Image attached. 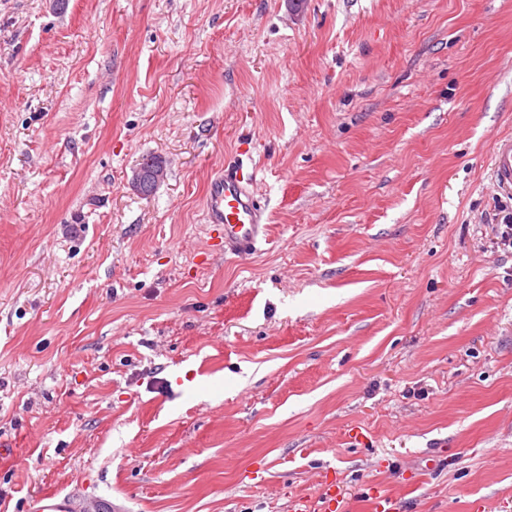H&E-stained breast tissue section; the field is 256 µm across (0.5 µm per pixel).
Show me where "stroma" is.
Returning <instances> with one entry per match:
<instances>
[{
  "label": "stroma",
  "mask_w": 512,
  "mask_h": 512,
  "mask_svg": "<svg viewBox=\"0 0 512 512\" xmlns=\"http://www.w3.org/2000/svg\"><path fill=\"white\" fill-rule=\"evenodd\" d=\"M508 134L512 0H0V512H512ZM491 182L501 193L512 195V136H500L495 140L490 157ZM161 161L157 156H146L142 158L139 165L144 168L154 167V165ZM162 162V161H161ZM139 168L134 171L133 184L136 190L141 194L145 188L155 182H159L164 176V167L157 166L150 169ZM144 195V194H141ZM242 169V165H222L207 186L205 220L218 232L216 246L224 258L255 251L258 242L267 238V218L255 193L257 171L253 168L245 177Z\"/></svg>",
  "instance_id": "stroma-1"
}]
</instances>
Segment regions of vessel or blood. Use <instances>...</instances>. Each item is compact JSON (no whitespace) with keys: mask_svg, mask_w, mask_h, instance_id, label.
<instances>
[{"mask_svg":"<svg viewBox=\"0 0 512 512\" xmlns=\"http://www.w3.org/2000/svg\"><path fill=\"white\" fill-rule=\"evenodd\" d=\"M491 182L498 192L512 195V136L498 137L490 157ZM256 175H244L241 166L221 167L206 191L205 220L217 231L221 253L242 255L255 251L267 236V218L256 197Z\"/></svg>","mask_w":512,"mask_h":512,"instance_id":"vessel-or-blood-1","label":"vessel or blood"}]
</instances>
